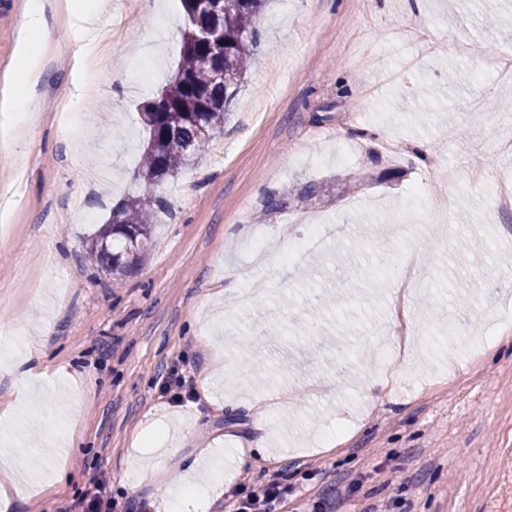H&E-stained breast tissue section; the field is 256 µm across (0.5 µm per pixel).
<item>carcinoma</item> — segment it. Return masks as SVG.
<instances>
[{"label":"carcinoma","instance_id":"cac0c4a2","mask_svg":"<svg viewBox=\"0 0 512 512\" xmlns=\"http://www.w3.org/2000/svg\"><path fill=\"white\" fill-rule=\"evenodd\" d=\"M267 2L224 0V13L217 15L198 11L195 0H181L188 27L177 73L157 99L140 109L148 132L140 176L149 185L193 164L224 129L241 77L260 45V16ZM207 28L219 30L225 41L224 52L208 64L203 62L208 48L198 37ZM218 70L224 71L222 83L213 77ZM164 206L163 197L152 192L127 197L86 244L85 263L121 275L139 267L153 245V214Z\"/></svg>","mask_w":512,"mask_h":512}]
</instances>
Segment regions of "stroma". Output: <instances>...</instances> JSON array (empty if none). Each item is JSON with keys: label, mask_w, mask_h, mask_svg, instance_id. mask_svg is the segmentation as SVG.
I'll use <instances>...</instances> for the list:
<instances>
[{"label": "stroma", "mask_w": 512, "mask_h": 512, "mask_svg": "<svg viewBox=\"0 0 512 512\" xmlns=\"http://www.w3.org/2000/svg\"><path fill=\"white\" fill-rule=\"evenodd\" d=\"M102 2L96 77L53 0L39 108L0 137V353L41 349L49 391L16 412L0 362V423L34 476L7 512H57L101 475L112 498L158 506L186 481L232 486L243 456L300 489L288 512L332 493L337 512H512V212L489 204L512 180V110L498 108L512 0H269L223 132L153 188L169 208L119 281L81 257L118 202L151 189L139 108L175 73L186 20L180 0ZM28 5L0 0V98ZM477 156L493 163L479 183ZM312 183L311 205L265 210ZM316 225L323 252L286 263ZM413 260V339L451 353L382 363L375 338ZM173 366L208 395L161 398ZM286 392L256 419L258 398Z\"/></svg>", "instance_id": "obj_1"}]
</instances>
